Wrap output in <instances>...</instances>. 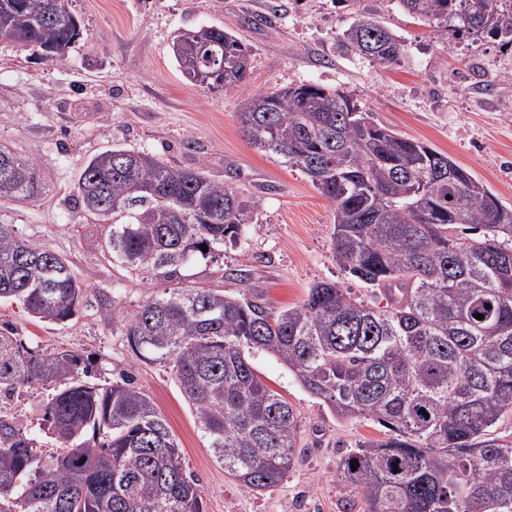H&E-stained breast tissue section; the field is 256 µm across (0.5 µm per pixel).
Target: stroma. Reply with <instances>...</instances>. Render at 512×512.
Here are the masks:
<instances>
[{
    "mask_svg": "<svg viewBox=\"0 0 512 512\" xmlns=\"http://www.w3.org/2000/svg\"><path fill=\"white\" fill-rule=\"evenodd\" d=\"M83 36L67 58L48 64L28 49L0 45V143L32 161L45 181L33 202L0 204V222L65 257L86 292L65 323L33 319L22 303L0 301V326L29 345L67 349L89 359L95 382L131 376L168 420L182 459L203 490L206 512H365L362 493L337 474L341 457L380 438L370 420L337 419L276 357L246 356L265 383L292 406L300 439L296 464L277 486L243 490L212 456L194 412L167 369L130 348L122 326L162 284L113 264L103 244L109 224L75 201L79 172L115 145L143 150L177 167H200L253 201L251 224L206 257L194 256L183 288L247 294L269 312L300 304L319 281L337 282L370 306L382 294L345 273L332 253L331 204L296 167L253 148L237 114L244 95L189 84L172 53L183 29H231L251 49L247 91L315 83L345 93L377 123L448 154L512 206V46L436 37L398 0H70ZM374 14L405 44L400 65L382 68L346 45L359 11ZM50 387L21 388L5 405L38 426Z\"/></svg>",
    "mask_w": 512,
    "mask_h": 512,
    "instance_id": "35a3bbf8",
    "label": "stroma"
}]
</instances>
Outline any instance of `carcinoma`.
I'll use <instances>...</instances> for the list:
<instances>
[{"label":"carcinoma","mask_w":512,"mask_h":512,"mask_svg":"<svg viewBox=\"0 0 512 512\" xmlns=\"http://www.w3.org/2000/svg\"><path fill=\"white\" fill-rule=\"evenodd\" d=\"M477 2L399 0L438 37L451 29L512 44V0H484L483 26ZM80 35L81 22L57 0H0V43L28 47L42 62L65 60ZM344 38L383 68L405 54L372 14ZM173 54L188 82L196 62L216 71L218 93L247 87L251 50L229 29L189 45L178 34ZM238 123L254 148L299 168L329 201L336 263L383 289L386 304L320 281L274 315L246 297L165 288L123 324L131 348L170 370L214 458L249 493L288 475L300 437L294 409L245 356L257 347L335 416L381 428L385 438L359 443L338 468L368 512H512V442L494 436L512 413V207L338 90L305 83L253 93ZM41 189L33 163L0 144V203L32 201ZM76 193L86 212L112 220L104 242L112 262L160 283L252 218L232 186L123 146L94 156ZM83 291L67 259L0 223V300L60 323L76 315ZM81 373V354L40 351L0 328V395L52 387L42 421L59 442L37 447L27 422L0 411V512H205L199 480L152 399L130 379L97 385Z\"/></svg>","instance_id":"obj_1"}]
</instances>
